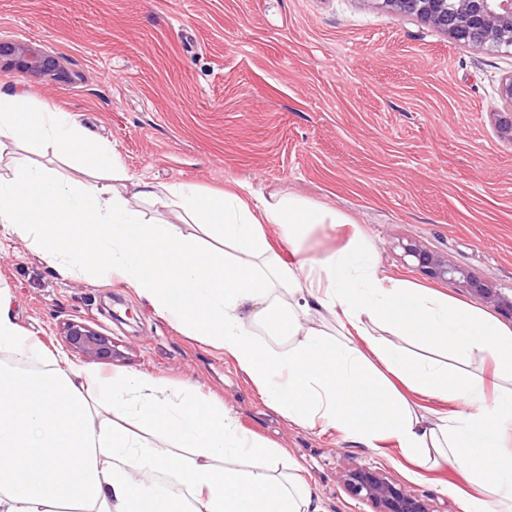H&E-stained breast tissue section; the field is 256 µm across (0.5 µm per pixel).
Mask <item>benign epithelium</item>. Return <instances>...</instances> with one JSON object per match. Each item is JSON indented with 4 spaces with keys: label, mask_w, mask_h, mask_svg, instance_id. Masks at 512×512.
I'll return each mask as SVG.
<instances>
[{
    "label": "benign epithelium",
    "mask_w": 512,
    "mask_h": 512,
    "mask_svg": "<svg viewBox=\"0 0 512 512\" xmlns=\"http://www.w3.org/2000/svg\"><path fill=\"white\" fill-rule=\"evenodd\" d=\"M382 5L396 15L430 24L466 45L482 49L512 46V0H382ZM0 60L23 73L64 76L56 59L24 42L1 41ZM403 250L424 275L457 283L512 317L511 295L476 279L466 268L448 262L420 242H410ZM63 336L67 349L74 353L92 360L112 359V337L87 323L67 322ZM343 484L347 493L368 505L371 512H436L428 498L375 469L348 467Z\"/></svg>",
    "instance_id": "obj_1"
}]
</instances>
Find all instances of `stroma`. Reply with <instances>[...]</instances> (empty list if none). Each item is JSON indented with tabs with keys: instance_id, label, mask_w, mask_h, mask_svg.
I'll use <instances>...</instances> for the list:
<instances>
[{
	"instance_id": "obj_1",
	"label": "stroma",
	"mask_w": 512,
	"mask_h": 512,
	"mask_svg": "<svg viewBox=\"0 0 512 512\" xmlns=\"http://www.w3.org/2000/svg\"><path fill=\"white\" fill-rule=\"evenodd\" d=\"M1 40L40 45L70 78L0 68V92L71 114L125 174L309 201L349 220L311 231L309 256L356 230L386 275L475 304L414 267L402 246L417 241L512 295V143L496 132L512 47L454 42L379 0H0ZM20 154L69 179L90 175L21 141L0 149L1 178ZM0 290L21 330L69 365L190 384L224 404L282 449L276 478L299 468L318 512H367L343 486L354 466L407 484L436 512H463L466 483L452 465L420 467L395 442L370 448L288 420L233 358L123 284L62 277L26 242L1 236ZM80 319L111 336L112 361L67 351L62 327Z\"/></svg>"
}]
</instances>
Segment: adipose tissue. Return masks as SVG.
Wrapping results in <instances>:
<instances>
[{
	"instance_id": "adipose-tissue-1",
	"label": "adipose tissue",
	"mask_w": 512,
	"mask_h": 512,
	"mask_svg": "<svg viewBox=\"0 0 512 512\" xmlns=\"http://www.w3.org/2000/svg\"><path fill=\"white\" fill-rule=\"evenodd\" d=\"M25 138L79 165L112 168L113 181H66L16 159L13 177L0 179V234L27 242L62 275L122 279L223 349L291 421L368 447L394 439L408 458L449 463L477 487L463 512H512V328L383 275L359 241L307 256L301 241L312 227L345 221L314 203L140 179L118 189L113 153L73 116L0 92V147ZM142 199L204 225L214 246L146 217ZM277 237L289 259L276 252ZM274 304L287 308L275 324L290 338L284 349L253 333ZM401 336L446 349L453 364L409 357ZM0 352L22 361L0 365V512H311L300 476L274 480L278 450L247 436L223 406L143 374L62 368L21 332L2 294ZM474 358L494 364V387L468 371ZM401 384L456 408L424 416ZM145 431L157 442L142 439ZM240 456L246 468L223 466Z\"/></svg>"
}]
</instances>
